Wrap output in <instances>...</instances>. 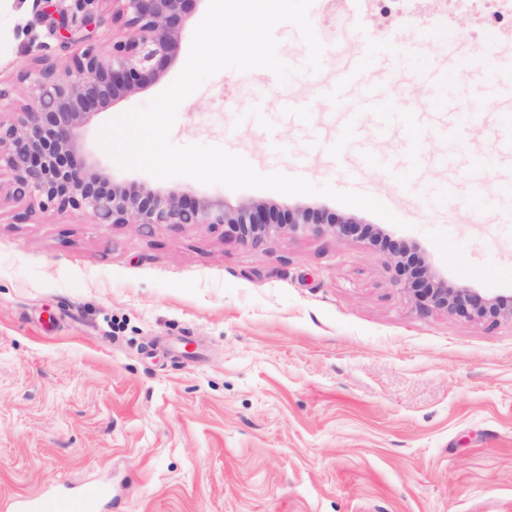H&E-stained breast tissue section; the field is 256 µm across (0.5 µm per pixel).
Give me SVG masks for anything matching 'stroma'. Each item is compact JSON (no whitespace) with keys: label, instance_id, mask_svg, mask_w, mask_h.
<instances>
[{"label":"stroma","instance_id":"obj_1","mask_svg":"<svg viewBox=\"0 0 512 512\" xmlns=\"http://www.w3.org/2000/svg\"><path fill=\"white\" fill-rule=\"evenodd\" d=\"M208 8L198 0L166 75L107 108L88 143L115 181L187 191L236 206L321 208L383 237L283 235L242 245L228 225L96 224L53 209L15 220L0 197V501L62 498L106 483L100 512H512V321L420 308L396 258L419 253L448 283L512 297V156L471 187L439 160L493 149L511 131L512 86L464 77L459 39L512 52L494 0H314L327 45L306 70L297 27L279 24V58L295 72L226 69L177 112L170 140L220 146L259 173L280 172L380 198L392 224L315 195L231 190L121 168L101 128L146 106L183 69ZM74 0H0V88L19 81L31 48L62 62L82 44L51 35ZM366 57L362 82L395 105L377 138L359 85L351 159H392L394 175L349 179L312 138L345 125L325 88ZM308 153L306 168L295 155Z\"/></svg>","mask_w":512,"mask_h":512}]
</instances>
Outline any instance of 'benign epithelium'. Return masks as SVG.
Returning <instances> with one entry per match:
<instances>
[{
	"label": "benign epithelium",
	"mask_w": 512,
	"mask_h": 512,
	"mask_svg": "<svg viewBox=\"0 0 512 512\" xmlns=\"http://www.w3.org/2000/svg\"><path fill=\"white\" fill-rule=\"evenodd\" d=\"M119 36L112 49L90 44L63 67L49 62L44 45L19 80L28 83L35 105L9 122L0 120V168L11 172L9 196L42 209L82 211L96 224H227L238 240L257 245L288 234L342 236L360 232L351 218L309 208L280 212L262 204L228 208L221 200L185 191L116 184L92 156L82 154L83 133L99 111L159 79L172 63L183 25L198 0H110ZM88 17L59 14L52 27L74 35ZM400 281L427 309L478 320H512V303L489 299L459 282L448 284L430 266L399 257Z\"/></svg>",
	"instance_id": "obj_1"
}]
</instances>
